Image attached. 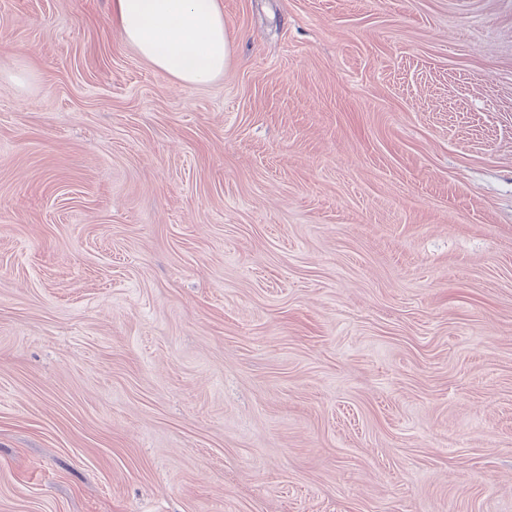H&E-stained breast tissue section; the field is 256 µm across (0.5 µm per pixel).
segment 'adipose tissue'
Wrapping results in <instances>:
<instances>
[{
	"label": "adipose tissue",
	"mask_w": 512,
	"mask_h": 512,
	"mask_svg": "<svg viewBox=\"0 0 512 512\" xmlns=\"http://www.w3.org/2000/svg\"><path fill=\"white\" fill-rule=\"evenodd\" d=\"M112 24L180 85L203 86L224 73L229 41L219 0H112Z\"/></svg>",
	"instance_id": "adipose-tissue-1"
}]
</instances>
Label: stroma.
<instances>
[{
	"instance_id": "obj_1",
	"label": "stroma",
	"mask_w": 512,
	"mask_h": 512,
	"mask_svg": "<svg viewBox=\"0 0 512 512\" xmlns=\"http://www.w3.org/2000/svg\"><path fill=\"white\" fill-rule=\"evenodd\" d=\"M220 3L0 0V512H512V0ZM112 24L180 85L203 86L224 74L230 45L219 0H113Z\"/></svg>"
}]
</instances>
